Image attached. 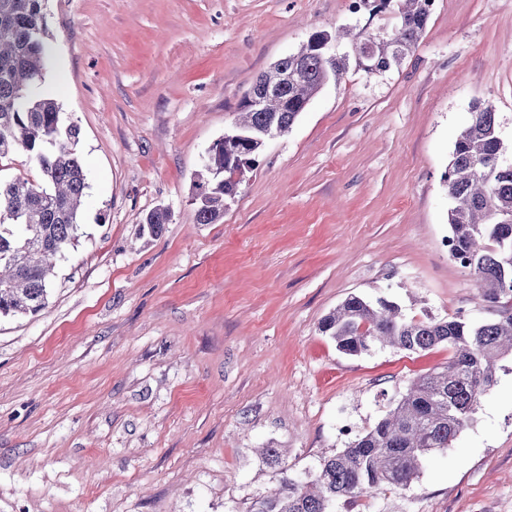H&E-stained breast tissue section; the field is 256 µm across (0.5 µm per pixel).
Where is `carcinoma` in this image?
Returning <instances> with one entry per match:
<instances>
[{
  "mask_svg": "<svg viewBox=\"0 0 512 512\" xmlns=\"http://www.w3.org/2000/svg\"><path fill=\"white\" fill-rule=\"evenodd\" d=\"M433 4L400 0L396 36L360 34L353 46L364 71L382 74L400 65L422 39ZM345 36L340 28L317 31L257 78L254 88L273 92L258 110L244 106L224 140L208 149L195 184L197 223L223 217L248 172L240 169L243 159L258 157L271 134L287 133L321 88L344 74L348 56L329 53L328 44ZM48 39L44 0H0V159L23 152L38 171L35 179H0V317L34 316L46 307L49 271L77 241L89 188L77 152L80 128L41 89ZM506 152L497 113L477 104L443 175L452 201L448 239L491 304L512 300L506 294L512 288V158ZM170 218L167 208L154 209L142 234L161 236ZM320 331L347 355L377 345L417 353L446 343L453 356L414 380L373 427L323 458L310 480H284L256 498L250 512H330L338 499L354 502L375 488L408 487L426 457L448 447L469 423L496 381L499 360L512 354L511 312L486 322L460 315L409 319L384 297L351 295L322 320Z\"/></svg>",
  "mask_w": 512,
  "mask_h": 512,
  "instance_id": "1",
  "label": "carcinoma"
}]
</instances>
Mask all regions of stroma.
<instances>
[{
    "label": "stroma",
    "instance_id": "obj_1",
    "mask_svg": "<svg viewBox=\"0 0 512 512\" xmlns=\"http://www.w3.org/2000/svg\"><path fill=\"white\" fill-rule=\"evenodd\" d=\"M44 12V87L81 129L90 187L46 308L0 319V512H248L282 475L345 448L340 421L373 426L452 355L339 352L319 326L346 297L498 318L448 256L442 176L476 102L512 144V0H435L400 66L349 63L266 142L215 224L195 221V182L256 78L314 32L392 29L394 6L46 0ZM160 205L170 223L141 236ZM363 501L512 512V357L419 478Z\"/></svg>",
    "mask_w": 512,
    "mask_h": 512
}]
</instances>
